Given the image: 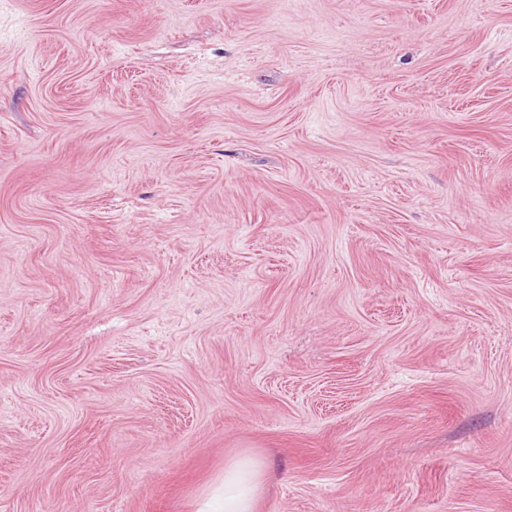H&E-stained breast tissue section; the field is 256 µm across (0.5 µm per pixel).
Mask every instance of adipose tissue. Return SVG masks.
<instances>
[{
    "label": "adipose tissue",
    "mask_w": 512,
    "mask_h": 512,
    "mask_svg": "<svg viewBox=\"0 0 512 512\" xmlns=\"http://www.w3.org/2000/svg\"><path fill=\"white\" fill-rule=\"evenodd\" d=\"M265 460L252 452H241L224 462V471L202 490L196 512H255L264 487Z\"/></svg>",
    "instance_id": "ef3b65f1"
}]
</instances>
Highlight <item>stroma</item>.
Returning <instances> with one entry per match:
<instances>
[{
	"label": "stroma",
	"mask_w": 512,
	"mask_h": 512,
	"mask_svg": "<svg viewBox=\"0 0 512 512\" xmlns=\"http://www.w3.org/2000/svg\"><path fill=\"white\" fill-rule=\"evenodd\" d=\"M512 512V0H0V512ZM265 460L253 452H241L224 461V472L202 490L196 512H255L264 487Z\"/></svg>",
	"instance_id": "obj_1"
}]
</instances>
